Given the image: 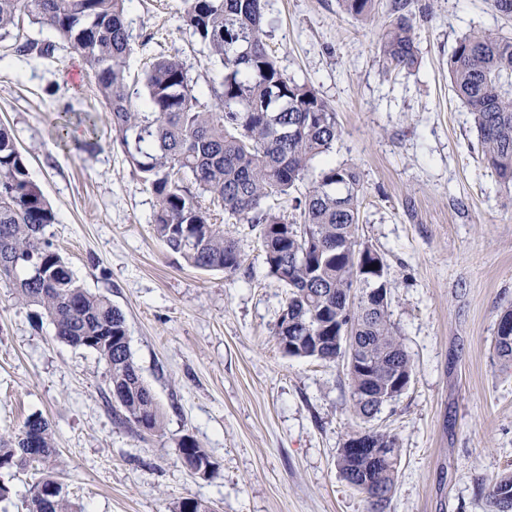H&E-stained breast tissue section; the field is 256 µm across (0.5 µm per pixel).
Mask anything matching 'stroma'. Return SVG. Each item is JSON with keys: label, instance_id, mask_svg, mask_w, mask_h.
<instances>
[{"label": "stroma", "instance_id": "stroma-1", "mask_svg": "<svg viewBox=\"0 0 512 512\" xmlns=\"http://www.w3.org/2000/svg\"><path fill=\"white\" fill-rule=\"evenodd\" d=\"M182 10V0H128L132 90L160 56L181 59L199 84L219 80ZM409 16L418 63L400 72L382 64L378 23L343 13L339 0H266V42L335 112L329 159L358 165L362 233L394 279L388 311L414 371L370 422L399 444L387 512H486L481 480L512 469V369L493 350L512 307V192L481 160L448 57L473 30L512 36V20L490 0H411ZM54 38L25 16L0 41V125L56 213L46 238L83 288L124 313L164 429L116 419L106 364L57 339L40 309L16 304L0 282V434L46 419L58 448L52 475L79 512H171L185 497L212 512H367L337 466L362 426L343 366L279 350L285 288L247 225L224 222L246 258L236 275L167 253L153 231L156 199L113 144L81 56L66 46L44 58L16 52ZM66 115L89 147L55 140ZM187 434L214 462L209 475L179 457Z\"/></svg>", "mask_w": 512, "mask_h": 512}]
</instances>
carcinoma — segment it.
<instances>
[{"label":"carcinoma","instance_id":"1","mask_svg":"<svg viewBox=\"0 0 512 512\" xmlns=\"http://www.w3.org/2000/svg\"><path fill=\"white\" fill-rule=\"evenodd\" d=\"M360 21L375 20L376 0H339ZM183 25L220 64L222 79L208 87L212 103L177 57H162L144 72V97L130 92L127 59L133 44L126 0H0V38L10 36L22 14L54 32L80 53L97 81L111 116L112 141L138 170L157 200L154 232L167 251L202 271L239 272L245 255L238 242L213 222L210 206L248 225L261 241L269 273L286 288L274 337L289 357L342 362L355 416L368 422L386 404L364 393L387 395L397 372L413 363L388 314L393 287L390 267L360 234L361 176L353 164L328 160L340 134L335 112L315 89L288 76L268 51L265 0H183ZM394 0L384 22L379 52L389 70L417 64L416 34ZM56 43L30 42L27 55L50 57ZM448 77L471 112L481 160L500 185L512 188V39L471 31L448 57ZM323 161L321 168L314 162ZM299 212L288 221L276 201ZM56 214L29 176L13 131L0 125V267L14 299L37 306L56 336L96 352L109 368L112 410L129 425L163 429L164 415L143 380L129 346L126 319L105 295L78 284L68 263L45 237ZM381 288L384 299H357L362 287ZM348 339L336 345V330ZM37 432L39 460L28 457V429ZM358 433L388 449L392 461L370 471L363 456L343 447L337 466L365 496L368 512H386L398 462L396 437L362 428ZM186 466L202 474L213 462L191 435L178 442ZM57 448L49 423L27 419L21 429L0 435V470L50 468ZM489 512H512V470L483 480ZM41 512H77L60 491L47 493ZM172 512H211L196 498L176 502Z\"/></svg>","mask_w":512,"mask_h":512}]
</instances>
